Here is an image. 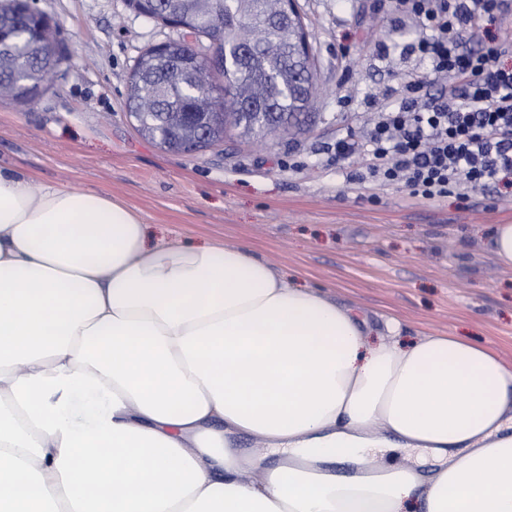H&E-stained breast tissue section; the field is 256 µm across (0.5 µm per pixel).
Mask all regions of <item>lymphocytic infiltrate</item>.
<instances>
[{
	"label": "lymphocytic infiltrate",
	"instance_id": "1",
	"mask_svg": "<svg viewBox=\"0 0 512 512\" xmlns=\"http://www.w3.org/2000/svg\"><path fill=\"white\" fill-rule=\"evenodd\" d=\"M402 25L420 29L407 55L427 74H398L368 97L373 118L362 138L338 137L337 160H353L351 179L376 194L404 187L414 198H469L475 188L512 185V38L471 47L512 0H395Z\"/></svg>",
	"mask_w": 512,
	"mask_h": 512
}]
</instances>
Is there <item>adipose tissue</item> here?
I'll return each instance as SVG.
<instances>
[{"label": "adipose tissue", "mask_w": 512, "mask_h": 512, "mask_svg": "<svg viewBox=\"0 0 512 512\" xmlns=\"http://www.w3.org/2000/svg\"><path fill=\"white\" fill-rule=\"evenodd\" d=\"M386 326L0 169V512H512V365ZM395 448L434 469L373 462Z\"/></svg>", "instance_id": "1"}]
</instances>
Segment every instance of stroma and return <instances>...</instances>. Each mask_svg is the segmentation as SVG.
I'll list each match as a JSON object with an SVG mask.
<instances>
[{
  "label": "stroma",
  "mask_w": 512,
  "mask_h": 512,
  "mask_svg": "<svg viewBox=\"0 0 512 512\" xmlns=\"http://www.w3.org/2000/svg\"><path fill=\"white\" fill-rule=\"evenodd\" d=\"M31 3L73 60L34 102L0 99L1 167L36 189L118 197L143 214L153 241L250 248L375 330L395 316L405 337L452 333L512 362V269L490 246L494 226L512 224V188L428 201L391 187L373 202L331 151L337 137L360 133L365 97L417 65L402 49L420 32L398 25L389 0H297L318 86L299 131L254 141L231 128L194 154L161 151L126 115L129 72L172 29L134 16L124 0Z\"/></svg>",
  "instance_id": "stroma-1"
}]
</instances>
